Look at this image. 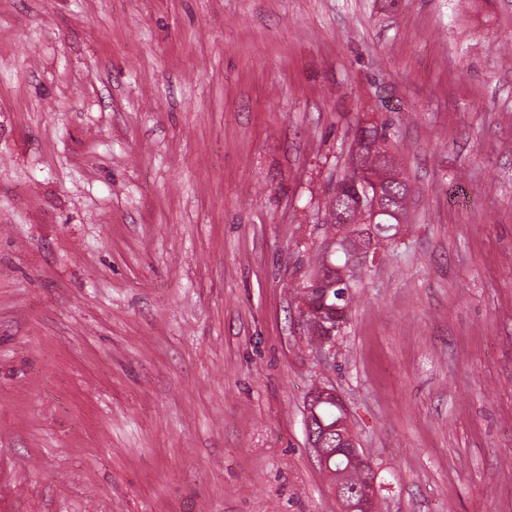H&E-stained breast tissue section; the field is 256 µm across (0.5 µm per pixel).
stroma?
I'll use <instances>...</instances> for the list:
<instances>
[{
  "label": "stroma",
  "mask_w": 512,
  "mask_h": 512,
  "mask_svg": "<svg viewBox=\"0 0 512 512\" xmlns=\"http://www.w3.org/2000/svg\"><path fill=\"white\" fill-rule=\"evenodd\" d=\"M512 24L480 0H0V512H512ZM409 231L299 295L358 125ZM355 204V195L352 193L343 196L330 195L326 204L331 216L330 224L334 230L332 252L336 253L337 259L336 262H333L330 257L324 256L319 261L314 279L305 288L303 303L306 309L301 312L305 316L304 321L312 336H316L320 340L331 338L327 334L330 328L335 330L333 336L339 332L345 321L342 320L343 312L347 306H350L353 290L359 288L361 282L362 264L356 261L354 244L347 243V239L350 237L360 236L363 227L367 225L362 223ZM343 228L344 234L336 239L338 232ZM349 264L358 265L357 273L353 280L345 282L336 268L346 270ZM310 288L314 289L310 292ZM317 292H321L322 296L327 293L324 308L321 303L317 304L312 300V297L318 294ZM336 325H338V329H336ZM312 407L315 408L311 418L312 427L308 429L314 433L315 441H320L323 448H332L335 453L336 448H347L343 446L342 434L336 430V424L346 418L343 407L336 399L320 398L312 403ZM354 462L358 465H351L350 456L344 452H339L332 458L328 472L331 484L336 482V480H342L344 489L349 494H352L357 489L356 494H358L363 487H367L366 472H369L370 477H373V487L376 479V473L373 476L374 469L372 470L370 464L360 454Z\"/></svg>",
  "instance_id": "1"
}]
</instances>
